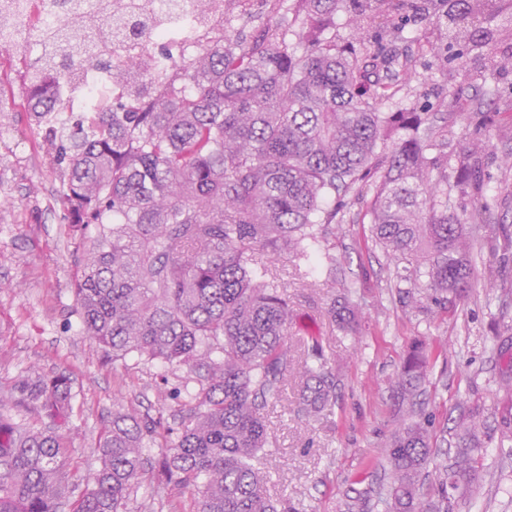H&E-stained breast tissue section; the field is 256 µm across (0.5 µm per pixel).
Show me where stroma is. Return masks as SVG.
Returning <instances> with one entry per match:
<instances>
[{
    "label": "stroma",
    "instance_id": "obj_1",
    "mask_svg": "<svg viewBox=\"0 0 512 512\" xmlns=\"http://www.w3.org/2000/svg\"><path fill=\"white\" fill-rule=\"evenodd\" d=\"M437 38L432 24L414 22L388 78L406 105L432 115V131L446 152L472 142L482 145L484 203L492 222L512 225V68L495 83V100L485 95L481 62L441 74L434 66ZM15 58L0 54V104L14 136L0 142V392L15 386L32 367L44 373L68 371L73 379L75 427L70 469L87 481L100 465L97 446L119 405L173 422L176 400L161 401L154 386L167 377L170 388L189 384L187 370H165L129 360L113 371L112 355L83 335L74 312V288L87 243L71 237L59 181L50 168L39 127L21 109L22 86ZM365 208L348 204L346 221L328 234L325 249L335 256L331 270L300 275L287 257L270 264L293 308L291 331L316 336L336 356V405L313 419L297 414V379L263 416L272 437L268 448L271 499L288 498L298 512H346L359 491L379 485L385 463L381 443L395 425L391 383L413 339L434 349L420 401L435 436L434 462L448 463L454 420L480 408L487 421L484 489L479 508L456 497L454 512H512V446L501 443L500 424L512 414V389L500 386V346L512 343V256L475 252L476 288L447 309L405 307L390 281L382 252L363 224ZM352 285V303L362 312L360 333L343 335L326 310L333 294L327 278ZM128 512H194L191 492L151 474L127 503Z\"/></svg>",
    "mask_w": 512,
    "mask_h": 512
}]
</instances>
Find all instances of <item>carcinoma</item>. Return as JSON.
Masks as SVG:
<instances>
[{
  "instance_id": "1",
  "label": "carcinoma",
  "mask_w": 512,
  "mask_h": 512,
  "mask_svg": "<svg viewBox=\"0 0 512 512\" xmlns=\"http://www.w3.org/2000/svg\"><path fill=\"white\" fill-rule=\"evenodd\" d=\"M114 2L98 0L97 13L86 14L73 0H55L87 41L63 30L41 34L43 51L27 62L24 106L48 129L69 231L91 243L75 288L84 335L112 353L116 371L135 355L187 369L196 387L172 426L134 408L112 412L101 467L79 484L70 470L71 377L27 373L0 398V512H127L155 447L164 449L161 472L193 492L196 512H277L265 489L270 440L261 410L295 370L299 413L315 417L335 406L336 378L317 338L301 340L300 358H288V293L256 254L284 253L298 271L315 259L332 263L321 251L325 231L342 223L348 197L367 183L372 241L410 302L424 290L440 307L475 288V242L512 246L508 226L470 223L484 204L469 213L448 204L450 167L458 190L483 197L479 152L436 153L429 113L391 102L390 57L336 42V13L372 16L392 42L425 18L451 51L447 59L476 51L494 72L492 23L512 19V0H443L441 15L431 14L433 0H267L271 18L251 30L232 26L234 9L249 0H211V38L154 88L112 50L143 34L128 15L147 13L148 0L120 10ZM20 4L0 0V39ZM447 59L435 55L437 69ZM94 67L128 86L127 102L49 127L65 102L43 76L76 89ZM328 314L357 335L347 299L331 298ZM432 354L418 340L403 360L392 383L397 428L383 449L388 480L350 498L347 512H371L373 496L383 512H452L457 490L478 500L483 420L474 408L455 420L454 463L431 485L443 506L422 498L433 444L417 396ZM21 406L49 422L36 430L15 422L11 411Z\"/></svg>"
}]
</instances>
